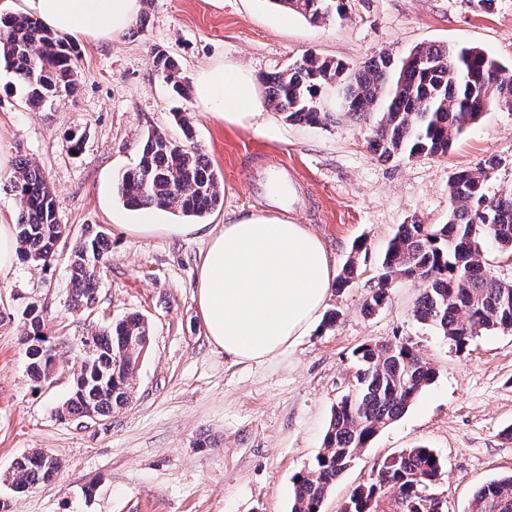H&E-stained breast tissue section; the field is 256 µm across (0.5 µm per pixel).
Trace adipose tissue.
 Listing matches in <instances>:
<instances>
[{
  "mask_svg": "<svg viewBox=\"0 0 512 512\" xmlns=\"http://www.w3.org/2000/svg\"><path fill=\"white\" fill-rule=\"evenodd\" d=\"M54 32L75 42L109 41L142 9V0H27ZM197 105L225 120L249 122L257 101L251 72L216 66L195 81ZM335 274L305 225L252 214L207 233L195 288L210 342L238 363L264 362L315 326Z\"/></svg>",
  "mask_w": 512,
  "mask_h": 512,
  "instance_id": "ef3b65f1",
  "label": "adipose tissue"
}]
</instances>
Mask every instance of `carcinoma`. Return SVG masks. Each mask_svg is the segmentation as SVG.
I'll return each mask as SVG.
<instances>
[{
	"instance_id": "1",
	"label": "carcinoma",
	"mask_w": 512,
	"mask_h": 512,
	"mask_svg": "<svg viewBox=\"0 0 512 512\" xmlns=\"http://www.w3.org/2000/svg\"><path fill=\"white\" fill-rule=\"evenodd\" d=\"M312 23L345 14L344 0H272ZM413 51L428 65L416 67L387 53L349 66L303 53L282 71L262 78L268 105L292 122L323 124L319 108L325 92L337 84L351 112L377 114L370 148L378 159L443 157L483 112L512 101V64L505 65L478 47L420 44ZM74 48L25 14L0 17V64L11 71L15 87L30 108L73 96L78 89ZM156 72L171 91L188 94L179 59L156 54ZM182 136L177 142L160 131L143 141L138 163L125 171L117 192L134 210L157 208L184 217L203 218L224 204L217 172L194 145L188 118L175 114ZM501 159L489 156L473 169H459L448 180L451 207L440 225L412 220L398 226L382 260L378 287L363 305L370 315L381 308L395 280H416L420 295L414 309L461 351L471 338L491 329L512 328V283L486 272L482 252L493 244L512 252V183H496ZM18 204L15 230L18 259L49 269L63 227L56 219L53 192L41 170L19 158L0 182ZM112 249L109 234L90 230L69 253L74 310L93 312L101 265ZM357 266L351 258L335 278L336 290L351 285ZM22 344L27 375L37 387L49 381V363L64 355L49 320L33 309L26 318ZM150 326L139 314L104 323L87 335L91 354L83 357L86 378L73 387L58 410L60 417H84L87 407L101 416L127 404L125 380L139 366ZM354 382L332 410L322 452L295 478L291 512H321L332 486L380 428L400 417L435 378L434 369L409 342H376L354 351ZM40 450L16 460L9 478L31 491L54 479L37 462ZM444 469L432 449L406 448L383 460L369 481L357 486L340 512H437L433 496ZM469 512H512V474L498 476L476 491Z\"/></svg>"
}]
</instances>
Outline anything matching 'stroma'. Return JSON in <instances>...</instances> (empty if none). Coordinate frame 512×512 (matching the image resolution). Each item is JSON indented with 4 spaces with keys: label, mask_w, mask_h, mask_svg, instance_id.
Segmentation results:
<instances>
[{
    "label": "stroma",
    "mask_w": 512,
    "mask_h": 512,
    "mask_svg": "<svg viewBox=\"0 0 512 512\" xmlns=\"http://www.w3.org/2000/svg\"><path fill=\"white\" fill-rule=\"evenodd\" d=\"M146 26L117 39L77 44L76 97L29 109L14 77L0 69V130L12 158L46 174L67 235L44 271L17 263L0 276V500L8 512H290L294 477L321 450L331 410L353 380V352L364 344L408 340L436 378L382 428L329 491L321 512H339L378 464L424 445L445 469L437 491L447 512H468L474 492L512 471V329L473 337L463 351L414 315L419 290L395 280L387 303L365 314L380 259L399 225L446 223L448 178L498 156L499 182H512V111L497 107L458 139L448 155L381 161L370 150L372 120L331 106L330 123L286 121L261 107L231 124L169 93L153 65L161 49L179 57L188 81L201 70L243 65L265 99L263 75L299 55L356 64L387 52L400 58L420 43L473 45L512 62V0L484 10L477 0H347L346 14L313 24L271 0H151ZM185 114L196 146L224 182V204L210 226L258 213L290 215L322 241L335 268L355 259L352 285L330 293L334 326H316L261 363H237L213 346L198 314L195 281L205 250L200 234L173 231L164 211L122 206L117 177L134 166L147 132L181 135ZM85 137L69 152L66 137ZM294 175L289 205L248 185L250 172ZM153 227H145V219ZM107 229L112 251L97 284V307L72 309L68 254L87 226ZM366 249L353 254L355 243ZM43 310L68 364L46 389L26 376L23 313ZM138 313L150 345L128 404L85 424L60 419L81 364L79 338L92 325ZM42 449L57 457L54 482L14 494L5 478L14 460Z\"/></svg>",
    "instance_id": "1"
}]
</instances>
